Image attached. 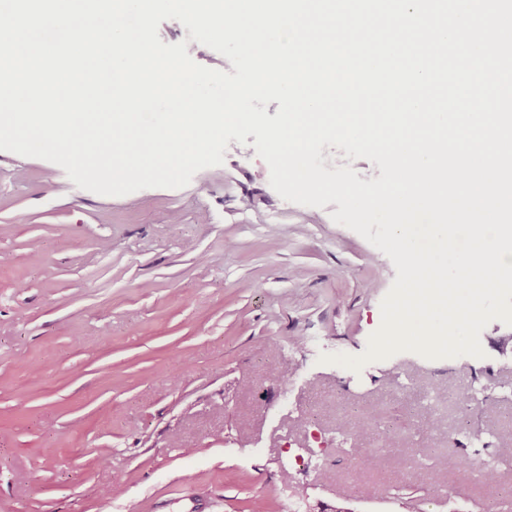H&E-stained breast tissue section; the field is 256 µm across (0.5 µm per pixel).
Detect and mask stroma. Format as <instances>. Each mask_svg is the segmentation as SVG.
Here are the masks:
<instances>
[{"mask_svg": "<svg viewBox=\"0 0 512 512\" xmlns=\"http://www.w3.org/2000/svg\"><path fill=\"white\" fill-rule=\"evenodd\" d=\"M158 34L233 70L177 20ZM238 147L123 196L0 150V512H283L297 493L334 512L341 487L371 512L395 482L391 512H448L450 489L492 512L512 486V325L490 321L479 357L334 363L364 357L394 265L337 204H285ZM472 389L480 406L451 402ZM484 464L499 486L475 482Z\"/></svg>", "mask_w": 512, "mask_h": 512, "instance_id": "stroma-1", "label": "stroma"}]
</instances>
